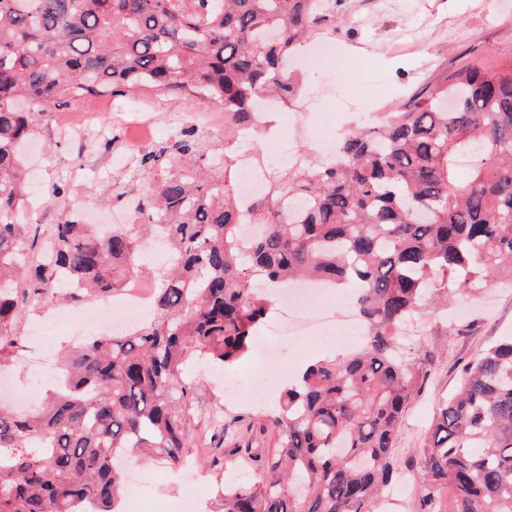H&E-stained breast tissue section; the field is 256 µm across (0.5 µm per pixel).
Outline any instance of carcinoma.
Returning <instances> with one entry per match:
<instances>
[{
	"label": "carcinoma",
	"mask_w": 512,
	"mask_h": 512,
	"mask_svg": "<svg viewBox=\"0 0 512 512\" xmlns=\"http://www.w3.org/2000/svg\"><path fill=\"white\" fill-rule=\"evenodd\" d=\"M316 23L313 0H0V363L32 308L105 302L144 270L153 240L170 253L146 321L66 352L37 407L0 405V512H122L126 462L180 467L198 392L188 367L243 358L269 312L257 284L300 279L356 287L364 342L282 392L273 451L233 450L260 474L217 496L224 512H373L420 390L398 330L453 286L512 283V67L425 83L347 129L332 159L305 151L274 171L247 212L229 157L224 173L199 176L193 128L143 156L155 175L138 184L129 224L67 216L45 229L23 210L21 146L52 109L103 94L205 96L224 126L252 128L259 96L298 97L284 64ZM246 222L263 231L245 242ZM414 471L419 512H512V337L463 367Z\"/></svg>",
	"instance_id": "obj_1"
}]
</instances>
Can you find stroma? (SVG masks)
<instances>
[{"label":"stroma","mask_w":512,"mask_h":512,"mask_svg":"<svg viewBox=\"0 0 512 512\" xmlns=\"http://www.w3.org/2000/svg\"><path fill=\"white\" fill-rule=\"evenodd\" d=\"M315 7L329 23L317 27L288 62L289 71L302 81L299 96L288 104L289 111L302 116L299 131L291 130L279 105L273 104L265 110L255 143L237 146L238 153L261 156L268 167H282L287 133H294V146L323 159L327 153L319 138L333 141L347 127L365 125L372 114L408 102L424 83L472 65L494 70L512 66V0H315ZM114 103V110L98 113L83 138L48 125L36 133L29 149L35 185L28 207L39 224H55L64 216L45 194L56 182L66 185L69 205L84 223L128 222L137 203L138 165L126 159L121 136L140 113H154L164 142L179 136L182 113H199L212 124V132L203 133L201 140L203 174H212L214 156L224 153V110L207 98L187 101L143 94L118 97ZM46 150L52 155L47 164L40 160ZM114 185L125 188V195L104 201V189ZM413 324L412 338L400 348L415 357L424 381L397 436L396 458L401 463L423 448L437 402L454 390L462 365L493 340L512 335V288L500 285L458 294L448 309L418 316ZM275 345L278 358L270 370L277 375L337 351L325 336L299 341L286 336ZM252 368L248 355L224 368L222 377L202 379L194 408L195 453L205 458V465L186 472L139 466L140 475L154 481L150 512H184L183 497L189 489L196 495L195 512H216L217 484L240 480L248 468L246 457L232 454L233 444L274 447L275 436L264 422L275 399L254 401L246 384L236 399L224 395L225 378L247 377ZM218 453L222 465H208V458Z\"/></svg>","instance_id":"35a3bbf8"}]
</instances>
